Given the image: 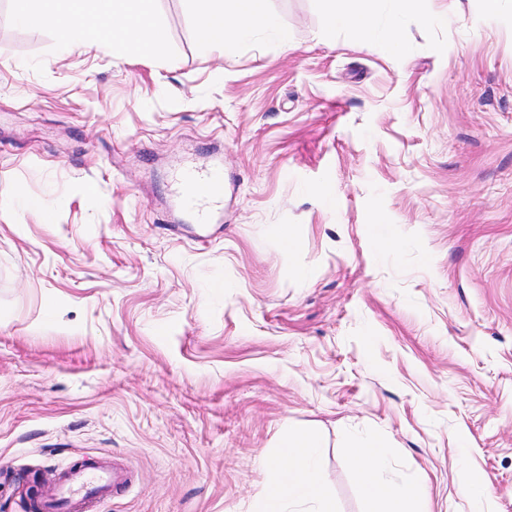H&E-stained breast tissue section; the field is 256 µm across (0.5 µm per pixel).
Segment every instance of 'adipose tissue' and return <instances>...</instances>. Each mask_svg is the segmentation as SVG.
Here are the masks:
<instances>
[{
    "instance_id": "obj_1",
    "label": "adipose tissue",
    "mask_w": 512,
    "mask_h": 512,
    "mask_svg": "<svg viewBox=\"0 0 512 512\" xmlns=\"http://www.w3.org/2000/svg\"><path fill=\"white\" fill-rule=\"evenodd\" d=\"M16 19L26 26H54L68 45L80 46L85 30L108 36L116 43L153 46L159 36L154 0H13ZM195 27L200 38L219 52L231 51L259 30L288 31L270 14L266 0H197ZM277 460V481L263 499L262 512H297L311 503L316 512H334L319 476V446L307 434L296 432L283 443ZM372 512H429L424 490L397 482L380 481L388 456L375 440L349 449Z\"/></svg>"
}]
</instances>
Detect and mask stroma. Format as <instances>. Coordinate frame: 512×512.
I'll return each mask as SVG.
<instances>
[{
	"label": "stroma",
	"mask_w": 512,
	"mask_h": 512,
	"mask_svg": "<svg viewBox=\"0 0 512 512\" xmlns=\"http://www.w3.org/2000/svg\"><path fill=\"white\" fill-rule=\"evenodd\" d=\"M266 6L287 41L223 55L193 0L150 51L0 0V512L102 462L82 512H254L295 431L335 512L372 437L430 512H512V0ZM333 2L330 26L352 25L368 34L372 30L370 0H330ZM205 188L207 195L200 193V189ZM181 194L185 201L194 206L202 199L210 198L218 200L224 196V173L222 167L217 164L206 172L188 173L181 186Z\"/></svg>",
	"instance_id": "1"
}]
</instances>
